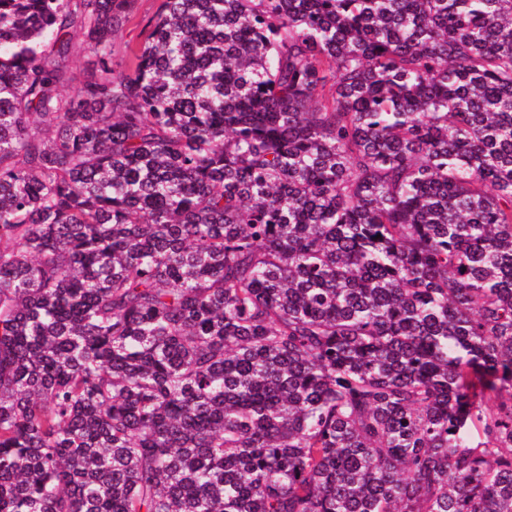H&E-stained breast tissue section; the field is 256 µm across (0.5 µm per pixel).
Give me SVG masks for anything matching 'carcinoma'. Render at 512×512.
I'll use <instances>...</instances> for the list:
<instances>
[{"instance_id":"cac0c4a2","label":"carcinoma","mask_w":512,"mask_h":512,"mask_svg":"<svg viewBox=\"0 0 512 512\" xmlns=\"http://www.w3.org/2000/svg\"><path fill=\"white\" fill-rule=\"evenodd\" d=\"M133 12L0 0V512H512V0ZM161 0H137L134 17L129 23L115 32L113 41L116 50L122 54L126 46H138L144 38L143 28L147 21L153 17Z\"/></svg>"}]
</instances>
